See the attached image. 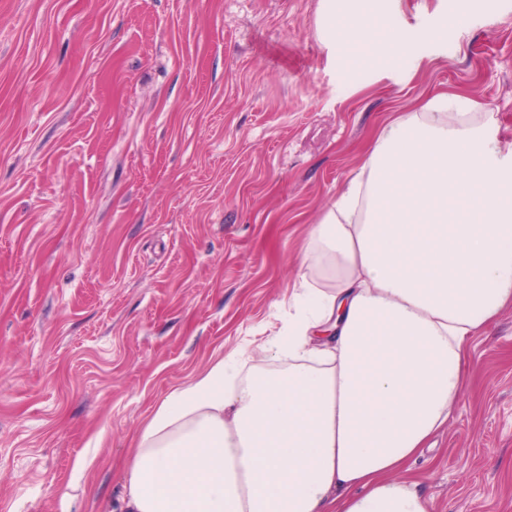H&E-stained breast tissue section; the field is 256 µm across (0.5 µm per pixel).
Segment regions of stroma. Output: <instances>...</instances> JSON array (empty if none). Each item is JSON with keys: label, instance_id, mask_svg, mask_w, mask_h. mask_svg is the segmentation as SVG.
I'll list each match as a JSON object with an SVG mask.
<instances>
[{"label": "stroma", "instance_id": "stroma-1", "mask_svg": "<svg viewBox=\"0 0 512 512\" xmlns=\"http://www.w3.org/2000/svg\"><path fill=\"white\" fill-rule=\"evenodd\" d=\"M349 65L323 0H0V512H108L151 406L288 315L307 235L380 124L441 90L512 145V0H375ZM396 472L512 512V308ZM326 2L324 31L334 46L350 54L354 65L367 69L386 66L408 40L403 30L388 26L381 14L371 10L369 1L356 2L353 20L336 15L335 1Z\"/></svg>", "mask_w": 512, "mask_h": 512}]
</instances>
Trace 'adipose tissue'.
<instances>
[{"mask_svg": "<svg viewBox=\"0 0 512 512\" xmlns=\"http://www.w3.org/2000/svg\"><path fill=\"white\" fill-rule=\"evenodd\" d=\"M332 44L386 66L408 40L366 0H328ZM327 289L152 407L120 512H430L395 480L445 427L468 341L512 306V148L471 98L440 92L381 124L310 231Z\"/></svg>", "mask_w": 512, "mask_h": 512, "instance_id": "1", "label": "adipose tissue"}]
</instances>
